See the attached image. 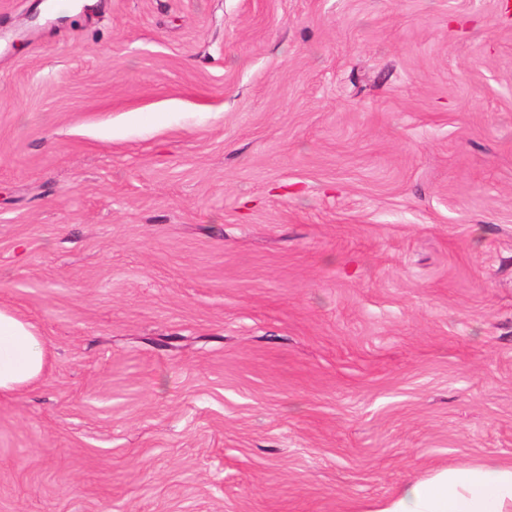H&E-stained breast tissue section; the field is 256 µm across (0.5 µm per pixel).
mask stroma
Returning a JSON list of instances; mask_svg holds the SVG:
<instances>
[{
    "instance_id": "35a3bbf8",
    "label": "stroma",
    "mask_w": 512,
    "mask_h": 512,
    "mask_svg": "<svg viewBox=\"0 0 512 512\" xmlns=\"http://www.w3.org/2000/svg\"><path fill=\"white\" fill-rule=\"evenodd\" d=\"M0 0V512H367L512 462V0ZM46 362V342L36 327L14 309L0 306V397L31 386Z\"/></svg>"
}]
</instances>
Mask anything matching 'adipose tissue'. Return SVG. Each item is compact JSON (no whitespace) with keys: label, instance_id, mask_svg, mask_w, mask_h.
Wrapping results in <instances>:
<instances>
[{"label":"adipose tissue","instance_id":"obj_1","mask_svg":"<svg viewBox=\"0 0 512 512\" xmlns=\"http://www.w3.org/2000/svg\"><path fill=\"white\" fill-rule=\"evenodd\" d=\"M47 346L36 327L0 306V397L31 386L44 372ZM372 512H512V464L484 463L437 473Z\"/></svg>","mask_w":512,"mask_h":512}]
</instances>
